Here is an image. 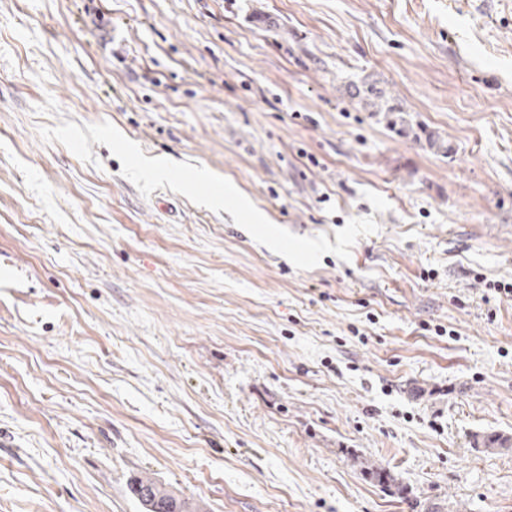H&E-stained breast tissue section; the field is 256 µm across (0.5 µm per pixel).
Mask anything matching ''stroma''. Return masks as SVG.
<instances>
[{"instance_id": "1", "label": "stroma", "mask_w": 512, "mask_h": 512, "mask_svg": "<svg viewBox=\"0 0 512 512\" xmlns=\"http://www.w3.org/2000/svg\"><path fill=\"white\" fill-rule=\"evenodd\" d=\"M65 120L295 234L379 228L297 270L40 138ZM487 279L512 280V0H0V512H144L146 477L205 512H512Z\"/></svg>"}]
</instances>
